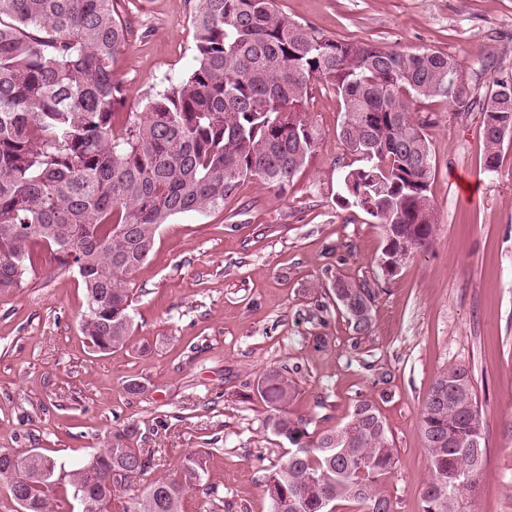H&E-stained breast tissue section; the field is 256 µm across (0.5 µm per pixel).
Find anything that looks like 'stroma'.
I'll list each match as a JSON object with an SVG mask.
<instances>
[{
    "label": "stroma",
    "mask_w": 512,
    "mask_h": 512,
    "mask_svg": "<svg viewBox=\"0 0 512 512\" xmlns=\"http://www.w3.org/2000/svg\"><path fill=\"white\" fill-rule=\"evenodd\" d=\"M275 4L321 35L447 53L481 92L512 78V0ZM194 8L195 0H119L128 40L115 72L126 111H143L168 78L194 67ZM307 110L321 139L287 193L251 181L222 210L161 226L134 277L125 349L91 354L79 331L86 298L77 273L44 261L23 288L0 294V450L71 466L133 425L132 447L157 461L150 478L174 471L184 453L209 451L184 512H270L262 485L288 444L265 428L261 399L241 391L274 368L296 384L293 416L318 428L345 423L369 400L399 450L383 484L392 512H421L428 460L418 414L435 375L462 365L489 448L467 512H512V140L487 171L480 112L417 102L436 161L428 191L436 236L387 280L382 228L337 199L352 161L336 136L340 101L319 87ZM339 275L383 288L364 336L336 306ZM132 380L140 394L126 391Z\"/></svg>",
    "instance_id": "35a3bbf8"
}]
</instances>
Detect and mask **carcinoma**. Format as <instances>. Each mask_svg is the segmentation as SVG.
<instances>
[{
	"label": "carcinoma",
	"mask_w": 512,
	"mask_h": 512,
	"mask_svg": "<svg viewBox=\"0 0 512 512\" xmlns=\"http://www.w3.org/2000/svg\"><path fill=\"white\" fill-rule=\"evenodd\" d=\"M118 0H0V293L35 271V250L86 293L79 319L92 351L125 347L132 331L129 284L158 229L185 213L224 208L256 180L280 192L314 153L319 130L306 106L320 85L336 92V134L359 166L344 170L339 200L367 212L387 237L383 250L429 247L436 215L428 198L435 164L421 98L482 112L484 165L497 168L512 138V94L495 80L481 98L443 52L387 50L315 36L274 0H197L196 65L119 122L127 88L114 65L127 40ZM371 123L365 124V118ZM357 336L372 326L378 291L336 277ZM267 408L270 431L288 451L264 484L271 512H391L381 487L398 448L374 405L359 401L343 425L318 433L288 405L294 381L270 369L247 384ZM429 461L422 512H462L485 466L486 426L469 371L442 369L419 412ZM136 428L67 469L33 452L0 451V480L21 512H112L118 487L139 479L153 455L133 448ZM205 450L184 454L175 473L147 482L123 512H183L205 479Z\"/></svg>",
	"instance_id": "1"
}]
</instances>
